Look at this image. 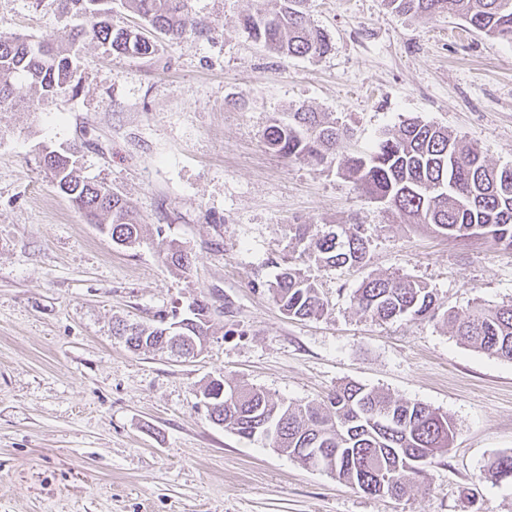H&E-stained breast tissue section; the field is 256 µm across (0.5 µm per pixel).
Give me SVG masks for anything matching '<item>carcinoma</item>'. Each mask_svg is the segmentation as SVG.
Returning a JSON list of instances; mask_svg holds the SVG:
<instances>
[{
	"label": "carcinoma",
	"mask_w": 512,
	"mask_h": 512,
	"mask_svg": "<svg viewBox=\"0 0 512 512\" xmlns=\"http://www.w3.org/2000/svg\"><path fill=\"white\" fill-rule=\"evenodd\" d=\"M306 0H258L242 18V26L266 50L291 57H317L332 45L307 19ZM503 0H387L400 14L455 16L487 36L512 42V6ZM112 0H59L61 8L83 18L57 43H35L20 35L0 34V105L16 104L14 82L30 84L45 102L72 88L76 42L90 37L113 53L148 57L155 44L133 30L115 29L109 22ZM150 29L171 40L186 33L189 0H125ZM350 129L321 112L298 110L275 118L266 140L290 160L316 166L331 163L336 147L350 140ZM44 166L58 190L90 224H105L112 239L140 241L142 224L133 205L102 183L76 174L75 153L48 151ZM338 170L369 198L396 211L409 224H425L454 239L480 237L492 248H512V167H496L473 146L448 130L419 120L402 123L368 152L341 154ZM292 239L302 255L324 268L356 266L367 257L369 240L362 225L343 224L323 231L315 224H293ZM280 310L291 318L318 317L325 312L315 281L301 269L285 266L271 286ZM358 312L374 320H423L438 315L436 298L425 284L401 276L367 279L352 295ZM201 301L198 315L182 329L190 339H207L208 325ZM455 336L489 356L512 361V305L476 306L446 315ZM168 322L133 331L120 328L134 351L159 345ZM233 388L234 401H211L210 416L237 436L274 448L308 464L307 448L321 450L320 468L352 487L375 497L403 495L407 476L423 472L430 459L448 449L453 425L447 415L429 405L395 398L356 382L338 385L328 405H294L275 401L266 392ZM489 470L495 479L512 481V453L497 455Z\"/></svg>",
	"instance_id": "1"
}]
</instances>
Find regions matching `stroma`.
Instances as JSON below:
<instances>
[{
	"mask_svg": "<svg viewBox=\"0 0 512 512\" xmlns=\"http://www.w3.org/2000/svg\"><path fill=\"white\" fill-rule=\"evenodd\" d=\"M255 0H190L187 33L147 58L79 48L77 93L38 104L16 82L0 106V512H512L489 461L512 452V362L463 345L443 318L381 322L350 301L399 274L442 310L512 304V249L449 239L398 215L339 174L269 148L272 118L304 107L374 146L402 122L448 129L512 167V44L455 17H412L385 0H309L332 49L268 53L240 24ZM59 0H0V33L59 39ZM78 148L81 177L135 207L131 248L87 223L43 166ZM292 224L362 225L365 262L325 270L288 245ZM191 264H167L168 246ZM328 303L292 319L269 291L284 258ZM208 305L194 358L133 351L122 323L155 324ZM325 405L355 381L446 413L447 451L373 497L215 424L211 379Z\"/></svg>",
	"mask_w": 512,
	"mask_h": 512,
	"instance_id": "35a3bbf8",
	"label": "stroma"
}]
</instances>
